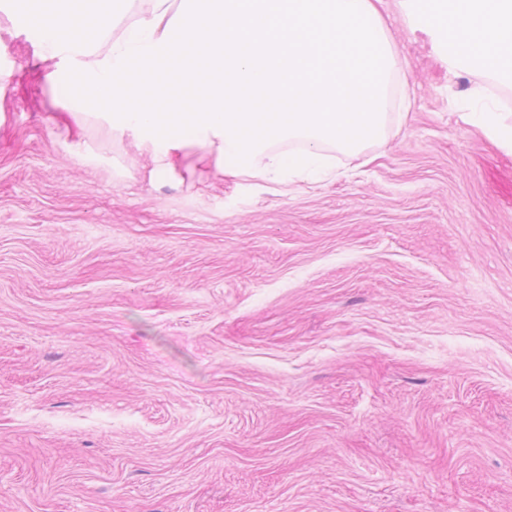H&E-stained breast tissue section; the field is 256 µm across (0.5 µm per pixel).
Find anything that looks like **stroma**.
Here are the masks:
<instances>
[{"mask_svg":"<svg viewBox=\"0 0 512 512\" xmlns=\"http://www.w3.org/2000/svg\"><path fill=\"white\" fill-rule=\"evenodd\" d=\"M380 13L405 102L275 185L74 146L0 10V512H512V155Z\"/></svg>","mask_w":512,"mask_h":512,"instance_id":"1","label":"stroma"}]
</instances>
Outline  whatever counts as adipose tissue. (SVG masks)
I'll return each instance as SVG.
<instances>
[{"mask_svg":"<svg viewBox=\"0 0 512 512\" xmlns=\"http://www.w3.org/2000/svg\"><path fill=\"white\" fill-rule=\"evenodd\" d=\"M406 15L430 26L448 66L488 76L512 86V0H401ZM467 121L500 148L512 153V125L504 124L498 107L474 96Z\"/></svg>","mask_w":512,"mask_h":512,"instance_id":"obj_1","label":"adipose tissue"}]
</instances>
